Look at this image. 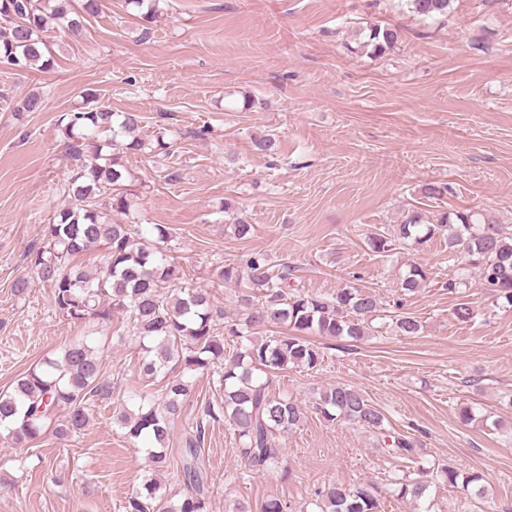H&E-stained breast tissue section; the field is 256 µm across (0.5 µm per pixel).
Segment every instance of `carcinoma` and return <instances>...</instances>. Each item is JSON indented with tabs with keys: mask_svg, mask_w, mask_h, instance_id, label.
Returning <instances> with one entry per match:
<instances>
[{
	"mask_svg": "<svg viewBox=\"0 0 512 512\" xmlns=\"http://www.w3.org/2000/svg\"><path fill=\"white\" fill-rule=\"evenodd\" d=\"M158 0H125L126 7L148 19L156 13ZM402 6L427 20L448 15L450 0H400ZM102 0H0V64L18 70L37 67L50 70L54 55L45 33L82 30L96 16ZM400 32L374 24L363 35L361 48L381 55L396 47ZM144 117L139 112H114L104 105H86L67 114L61 126L65 151L75 168L63 186L71 198L46 225L42 247L30 252L38 279L49 285L57 313L66 320L108 321L112 313L126 317L131 339L142 356L140 375L152 380L174 366L180 373L167 379L162 393H132L137 410H122L115 422L126 435L148 444L147 454L155 468L169 466L166 443L170 424L177 418L191 393L192 377L214 364L223 365L218 380V401L205 404L195 429L182 448L180 473L186 492L174 497L162 491L151 478L125 502L126 512H209L211 491L208 476L200 466V447L206 427L224 421L238 439L244 468L252 473L282 469L288 475L284 449L277 436L298 427L305 417L303 407L292 397L273 391V378L290 367L319 368L321 348L308 340L312 335L335 339H363L373 328L380 302L370 290L345 285L334 294H304L288 291L292 269L276 265L264 254L245 262L229 263L219 272L226 282L243 283L245 316L240 322L214 327L209 297L195 288L170 292L178 279L158 243L168 228L153 225L156 240L138 226L109 219L100 197L110 193L112 211L126 214L133 207L124 188L126 156L141 153L146 146L140 135ZM448 235V250L464 270L478 273L496 302L512 308V231L504 224H491L476 211L438 215L423 223L413 211L400 224L369 239L377 253H388L412 243L423 245ZM104 248V266L96 274L84 271L75 259ZM428 279V269L412 264L401 288L412 293ZM270 323L283 324L280 336H262ZM395 326L405 336L420 333L422 324L406 313L395 315ZM112 396V385L100 369L92 348L83 341L66 346L57 358H45L20 374L11 388L0 391V431L7 432L15 447H23L48 433L67 437L85 428L90 407ZM313 409L328 422L346 420L383 438L389 453L412 461L419 455V441L389 433L384 414L354 386L336 384L318 393ZM450 487L484 480L481 473L460 477L448 467L441 470ZM399 499L419 501L426 484L410 476L392 482ZM313 512H381L379 498L368 484L325 485L315 492Z\"/></svg>",
	"mask_w": 512,
	"mask_h": 512,
	"instance_id": "1",
	"label": "carcinoma"
}]
</instances>
